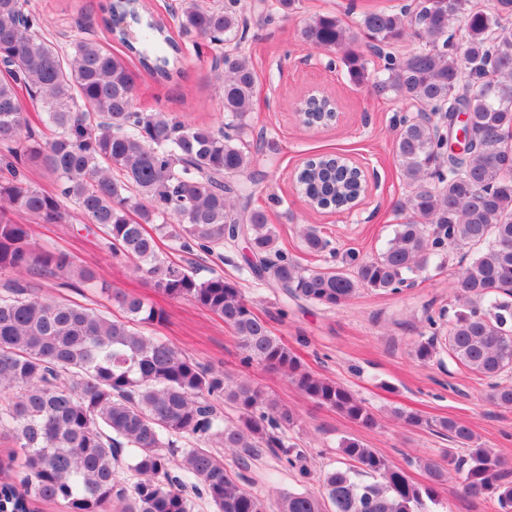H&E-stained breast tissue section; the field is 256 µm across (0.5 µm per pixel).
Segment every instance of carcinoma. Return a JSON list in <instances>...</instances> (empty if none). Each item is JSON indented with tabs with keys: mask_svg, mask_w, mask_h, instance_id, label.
<instances>
[{
	"mask_svg": "<svg viewBox=\"0 0 512 512\" xmlns=\"http://www.w3.org/2000/svg\"><path fill=\"white\" fill-rule=\"evenodd\" d=\"M104 26L157 80L181 76L180 46L145 0H110ZM179 30L195 37L193 50L211 61L220 80L224 123L195 127L171 112H137V74L121 56L78 27L62 46L38 35L46 26L29 0H0V437L14 441L21 486L0 484V512H30L37 501H60L66 512H194L186 488L203 486L211 512H426L453 470L465 493L512 512V467L475 444L473 431L451 418L405 415L463 447L446 463L425 461L428 481L417 483L384 454L355 438L340 452L351 467L320 474L318 493L282 491L271 505L242 484L217 453L194 446L209 440L231 452L238 468L269 451L279 463L308 474L306 458L288 431L296 416L239 375L213 369L146 333L163 312L144 296L115 292L125 313L43 297L24 283L35 272L94 285L95 274L66 252L32 241V218L60 224L68 205L104 235L114 256L133 263L150 286L173 300L192 301L224 321L242 362L283 373L308 399L366 428L373 411L342 384L305 369L245 299L236 280L200 278L167 259L159 239L184 253L224 258L244 244L240 269L285 299L339 306L361 288L398 293L449 253L466 248L457 273L460 305L448 320V357L491 382L489 398L512 407V0L491 10L475 0H423L416 16L393 6L363 12L349 27L332 13L314 16L302 30L311 46L341 53L354 82L373 79L381 95L412 101L447 118L466 110L476 142L454 154L430 121L400 122L394 153L409 193L394 204L401 221L374 257L348 254L339 267L306 269L278 248L275 225L251 206V187L265 177L252 132L256 74L251 58L224 46L246 33L240 0H182ZM460 25L464 38L456 43ZM408 43L367 71L364 49ZM44 114L50 134L30 125L22 105ZM43 167L55 189L26 182L22 165ZM300 191L317 208L345 209L363 192L351 174L322 164L300 171ZM304 249L329 246L311 225L300 230ZM444 313L427 315L432 329L417 341L423 363L436 350ZM238 410L224 421L216 401ZM181 453L180 460L174 454ZM133 478L118 489L116 470Z\"/></svg>",
	"mask_w": 512,
	"mask_h": 512,
	"instance_id": "1",
	"label": "carcinoma"
}]
</instances>
